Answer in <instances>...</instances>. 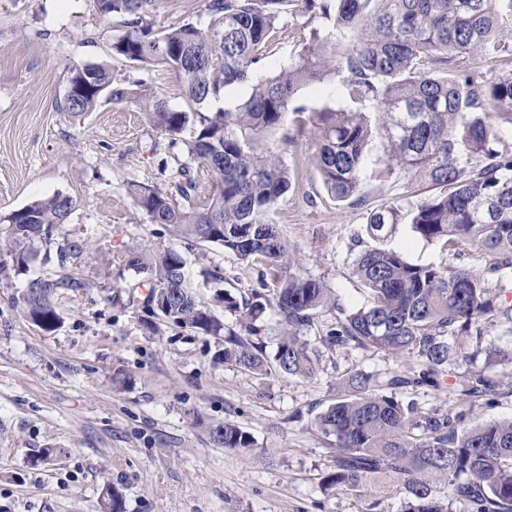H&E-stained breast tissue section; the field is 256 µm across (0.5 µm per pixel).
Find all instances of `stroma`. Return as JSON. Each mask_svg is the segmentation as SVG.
<instances>
[{"instance_id":"35a3bbf8","label":"stroma","mask_w":512,"mask_h":512,"mask_svg":"<svg viewBox=\"0 0 512 512\" xmlns=\"http://www.w3.org/2000/svg\"><path fill=\"white\" fill-rule=\"evenodd\" d=\"M310 28L308 18L286 17L260 72L287 65ZM115 34L112 23L98 18L94 0H0V215L56 193L76 202L47 261L25 276L0 274V512H102L109 485L122 492L125 512H367L375 501L382 512H402L404 496L389 475L369 476L355 490L323 489L334 453L314 419L344 395L353 370L401 371L415 358L323 343L336 322L335 311L323 309L306 335L319 359L317 373L259 376L215 364L222 339L161 319L147 330L148 309L129 304L128 289L139 277L122 257L133 248L173 247L189 275L203 266L217 270L241 297L264 281L259 266L217 245L177 240L136 208L129 183L166 185L168 170L185 156L135 103L104 101L78 119L65 111L70 68L98 62L110 64L114 83L142 86L181 106L173 74L112 58ZM295 104L307 116L350 106L338 77L303 85ZM264 145L295 174L274 214L292 257L344 306L363 305L368 293L351 273L352 235L367 208L404 201L420 176L398 170L376 180L387 154L376 136L365 153L364 204L337 203L311 165L312 142L293 116ZM67 239L87 248L62 264L56 251ZM389 245L416 264L446 259L440 244L405 224ZM62 274L82 285L59 289L61 323L47 333L18 300L28 278ZM461 368L495 382L490 400L464 406L447 383L419 390L418 406L464 411L468 427L512 418V362L481 356ZM118 374L127 384L115 382ZM197 414L244 427L255 447L237 452L215 445L194 426ZM44 448L56 451L46 463L38 458Z\"/></svg>"}]
</instances>
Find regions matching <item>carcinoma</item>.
I'll return each instance as SVG.
<instances>
[{"label": "carcinoma", "mask_w": 512, "mask_h": 512, "mask_svg": "<svg viewBox=\"0 0 512 512\" xmlns=\"http://www.w3.org/2000/svg\"><path fill=\"white\" fill-rule=\"evenodd\" d=\"M512 0H206V22L157 28L153 17L163 0H95L104 20L120 33L112 57L130 64L159 65L179 83L184 105L113 84L106 63L71 68L64 100L74 117L94 111L102 99L135 97L160 134L184 146L189 160L213 176L203 187L192 169L180 164L163 189L145 181L129 183L144 216L163 224L181 240L212 243L238 260L265 269L274 283L269 294L253 291L239 300L228 289L217 294L224 311L255 321L271 311L282 336L274 357L261 343L239 336L216 317L186 279L183 255L170 247L129 250L124 262L150 284L146 303L167 292L163 320L209 336L224 337L219 363L257 375L275 369L311 377L315 352L304 339L321 309L338 313L323 342L341 348L412 354L415 368L378 381L363 371L350 374L345 397L316 417L318 430L335 439V469L324 489L359 487L365 478L389 474L405 495L403 512H512V419L461 427L462 414L421 410L401 396L423 387L438 389L455 366L457 338L472 345L471 356L512 359V350L483 346L486 320L512 325V305L497 297L512 284V147L500 125L512 127V28L502 22L500 2ZM304 15L332 27H313L287 66L260 75L256 65L280 33L282 18ZM349 30L354 42L336 44L335 31ZM506 61L508 68L489 81L467 69L474 55ZM339 74L349 99L374 105L370 119L360 110H323L310 118L316 142L312 164L334 201L365 203L359 194L365 148L373 133L388 144L385 179L395 169L422 174L426 194L402 205L368 209L364 232L377 245L353 259L352 274L367 288L361 307L345 308L322 280L296 270L280 227L271 219L291 188L288 166L262 145L264 134L281 126L300 87ZM249 87L238 101L227 99L237 86ZM226 98L224 108L211 103ZM75 207L57 193L0 217V270L28 272L39 262L41 245ZM408 224L428 243H439L450 261L415 264L383 245L399 225ZM486 254V271L455 264L466 251ZM69 275L37 277L22 295L24 313L45 331L60 315L54 295L61 288H86ZM479 371L455 380L459 400L473 403L494 392ZM194 425L230 450L248 451L253 435L226 421L196 416ZM442 479L446 501L432 494L429 479ZM104 512H124L120 491L103 492Z\"/></svg>", "instance_id": "cac0c4a2"}]
</instances>
